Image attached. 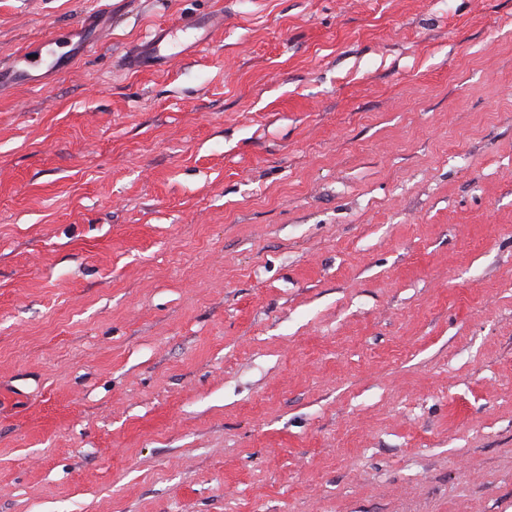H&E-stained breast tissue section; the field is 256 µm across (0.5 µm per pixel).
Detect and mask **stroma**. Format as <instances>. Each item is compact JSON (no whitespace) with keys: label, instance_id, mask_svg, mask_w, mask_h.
Here are the masks:
<instances>
[{"label":"stroma","instance_id":"stroma-1","mask_svg":"<svg viewBox=\"0 0 512 512\" xmlns=\"http://www.w3.org/2000/svg\"><path fill=\"white\" fill-rule=\"evenodd\" d=\"M109 5L0 90V512H512V0ZM221 17V18H220ZM223 20V16H209L193 22H177L160 26L139 43L132 46L125 56L126 69L147 71L166 67L180 52H172L179 41V33L192 34L193 40L185 49L198 53L209 43L211 30ZM57 44L54 36L44 40L40 48L28 50L20 56L19 66L13 70L11 78L13 83L35 85L39 81V75L35 74L43 71L40 66L46 64L48 68L44 73H60L66 68L61 56L56 57L54 45Z\"/></svg>","mask_w":512,"mask_h":512}]
</instances>
